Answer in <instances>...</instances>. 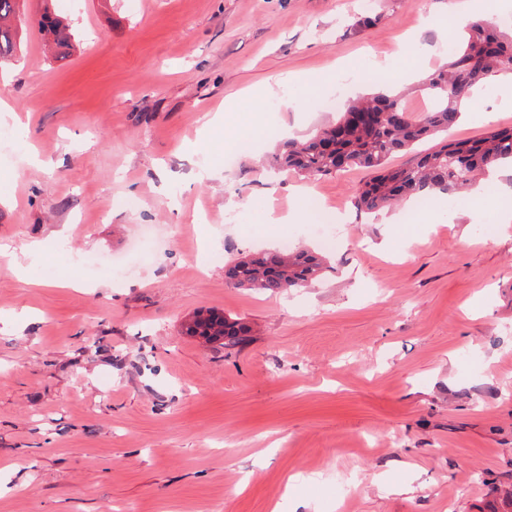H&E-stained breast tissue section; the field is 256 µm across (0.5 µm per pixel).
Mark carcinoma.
<instances>
[{
	"label": "carcinoma",
	"instance_id": "obj_1",
	"mask_svg": "<svg viewBox=\"0 0 512 512\" xmlns=\"http://www.w3.org/2000/svg\"><path fill=\"white\" fill-rule=\"evenodd\" d=\"M38 16L22 0H0V62L21 49L24 31L34 25L51 42L57 56L72 49L71 26L40 0ZM512 70V28L502 31L487 19L460 24L459 49L447 63L422 76L411 88H390L345 102L340 118L304 140H287L276 156L279 167L304 179H319L349 166L367 168L372 178L354 190L355 207L365 213L389 209L411 196L469 191L491 168L512 166V130L499 129L472 140L448 137L459 123L473 88ZM418 93L428 107L418 113L404 99ZM443 133L447 138L409 167L391 169L387 159L399 151ZM325 269L324 259L304 249L242 256L227 266L225 277L236 287L268 293L310 285ZM184 333L219 343L241 345L251 334L244 322L222 313L199 312Z\"/></svg>",
	"mask_w": 512,
	"mask_h": 512
}]
</instances>
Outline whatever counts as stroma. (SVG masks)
I'll use <instances>...</instances> for the list:
<instances>
[{
  "label": "stroma",
  "instance_id": "35a3bbf8",
  "mask_svg": "<svg viewBox=\"0 0 512 512\" xmlns=\"http://www.w3.org/2000/svg\"><path fill=\"white\" fill-rule=\"evenodd\" d=\"M456 4L385 0L352 32L363 0H54L70 55L34 30L0 64V125L19 131L0 144V512H485L512 485V223L442 194L374 217L353 204L370 170L305 181L270 162L336 121L321 102L340 77L357 95L382 67L406 86L437 66ZM228 103L227 137L261 136L199 179L187 146ZM508 126L505 71L452 135ZM307 193L344 209L334 243L308 234ZM147 225L116 279L101 259ZM286 245L326 275L279 294L225 279ZM209 308L248 342L183 336Z\"/></svg>",
  "mask_w": 512,
  "mask_h": 512
}]
</instances>
